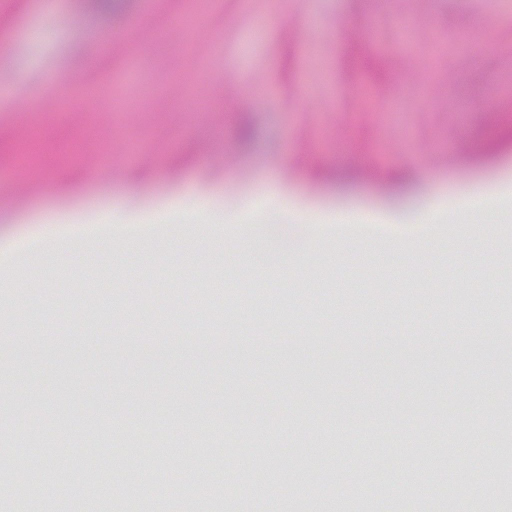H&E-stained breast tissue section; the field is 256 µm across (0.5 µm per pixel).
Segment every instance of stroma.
Listing matches in <instances>:
<instances>
[{
  "instance_id": "1",
  "label": "stroma",
  "mask_w": 512,
  "mask_h": 512,
  "mask_svg": "<svg viewBox=\"0 0 512 512\" xmlns=\"http://www.w3.org/2000/svg\"><path fill=\"white\" fill-rule=\"evenodd\" d=\"M174 12L205 29L158 40ZM5 18L0 157L20 148L19 111L48 151L32 176L0 173V331L12 338L0 456L17 460L0 471V512H192L199 483L214 489L209 512H324L344 498L353 512L380 498L390 512H444L441 479L413 463L448 425L481 437L458 449L456 469L475 478L455 499L512 512V212L493 226L450 214L463 192L512 174V151L480 157L512 115V0H129L117 20L82 0H13ZM478 28L489 47L471 44ZM356 36L390 60L388 81L344 69ZM95 38L112 58L91 68ZM86 81L97 93L83 111L52 114ZM89 124L106 170L68 152ZM400 171L408 187L391 192ZM269 182L289 206L264 217ZM117 201L120 228L100 220ZM427 210L437 223H419ZM199 211L216 219L208 232L190 220ZM393 255L419 287L384 265ZM482 323L491 335L471 346L462 329ZM215 419L232 425L218 442L205 436ZM140 425L167 456L127 450ZM389 441L392 465L365 485ZM90 461L100 498L83 492Z\"/></svg>"
}]
</instances>
